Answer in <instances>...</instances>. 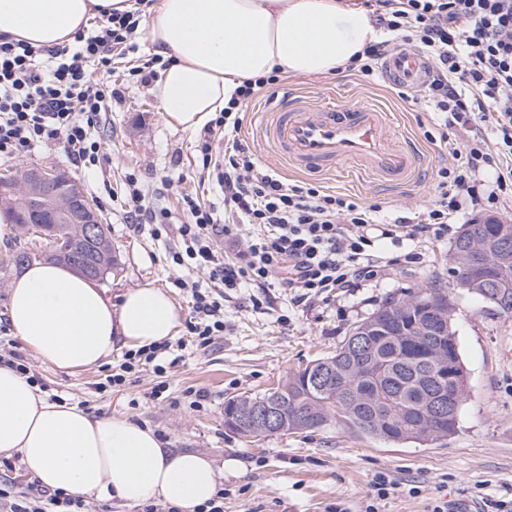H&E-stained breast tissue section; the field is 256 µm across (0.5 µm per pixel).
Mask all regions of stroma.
Returning a JSON list of instances; mask_svg holds the SVG:
<instances>
[{
	"instance_id": "1",
	"label": "stroma",
	"mask_w": 512,
	"mask_h": 512,
	"mask_svg": "<svg viewBox=\"0 0 512 512\" xmlns=\"http://www.w3.org/2000/svg\"><path fill=\"white\" fill-rule=\"evenodd\" d=\"M122 70L109 75L119 88L112 98L107 123L100 132L104 162L101 169H78L55 143L30 154L0 162V174L21 175L26 170L50 168L65 173L99 207L112 240L117 265L101 280L109 299L145 282L168 290L191 317L190 295L175 288L182 277L197 280L195 271L173 264L179 246L176 227L154 236L148 220L127 221L123 209L126 177L136 174L153 209L176 208L177 189L196 192L201 203H220L219 187L200 183L195 166L196 133L165 122L158 109L156 84H124ZM290 92L320 98L357 101L379 99L396 115V130L417 143L424 166L405 183L390 186L344 170L332 177L313 178V185L365 204H379L388 218L421 216L436 194L437 172L453 157L423 132L433 126V114L424 102L404 101L384 81L367 83L349 71L312 78L290 77L265 89L245 114L240 138L258 165L288 176L286 164L262 139L257 113L270 111ZM475 217L465 212L447 236L421 249V257L406 260L401 249L384 244L392 260L377 278L354 291L319 301L300 310L280 280L268 287L241 289L224 305L226 331L207 349L189 341L181 328L174 362L168 368L167 388L161 398L151 396L158 380L152 372L129 377L125 385L98 392L105 367L115 366L122 351H114L106 365L74 374L43 363L17 338L6 320L9 289L17 270L9 259L20 243L34 245L33 236L11 235L0 241V349L15 351L28 362L41 390L50 398L94 412L124 416L150 427L166 447L193 450L224 464V512H326L336 502L349 512H360L375 474L385 472L397 482L385 512H429L433 499L453 501L458 512H479L476 496L512 499V314L483 298L459 292L454 325L467 369L468 399L458 431L445 441L424 448L414 443L391 444L361 438L344 427L331 425L302 434L244 439L224 427V400L242 393L276 386L309 361L335 351L351 328L385 300L417 291L422 285L449 281L450 248L462 224ZM260 307H253L251 297ZM204 392L202 407H193L195 392Z\"/></svg>"
}]
</instances>
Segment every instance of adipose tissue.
<instances>
[{
    "label": "adipose tissue",
    "mask_w": 512,
    "mask_h": 512,
    "mask_svg": "<svg viewBox=\"0 0 512 512\" xmlns=\"http://www.w3.org/2000/svg\"><path fill=\"white\" fill-rule=\"evenodd\" d=\"M126 8L125 0H0V36L52 47L71 41L90 17ZM375 35L366 10L338 0H156L144 25L145 40L169 61L157 87L160 111L187 131L222 111L243 80L276 66L298 77L335 73ZM7 317L42 362L69 373L122 347L171 340L182 319L169 293L152 283L113 303L93 280L49 261L12 282ZM12 453L51 489L130 505L162 500L182 512L214 498L224 478L213 459L166 448L126 417L49 399L0 365V455Z\"/></svg>",
    "instance_id": "obj_1"
}]
</instances>
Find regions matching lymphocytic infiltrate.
<instances>
[{
    "instance_id": "1",
    "label": "lymphocytic infiltrate",
    "mask_w": 512,
    "mask_h": 512,
    "mask_svg": "<svg viewBox=\"0 0 512 512\" xmlns=\"http://www.w3.org/2000/svg\"><path fill=\"white\" fill-rule=\"evenodd\" d=\"M144 0L112 13L90 33H77L74 44L36 47L22 39L0 38V161L25 155L36 146L57 142L81 167L96 166L101 143L96 136L106 119L107 101L116 90L104 76L117 60L134 53ZM377 37L345 64L362 79L374 81L393 45L411 44L431 58L426 83L399 89L401 99H422L436 112L439 139L455 162L438 172L439 194L423 217L381 219L380 205H362L326 193L306 182L288 183L272 169L257 165L239 133L249 104L266 86L278 84L280 68L243 80L221 112L199 134L197 159L210 169L213 147L224 144V162L215 173L232 219L220 223L214 209L196 194L181 192L182 224L169 209H146L136 176H128L124 200L128 219L148 218L159 229L177 226L175 265L207 275L209 287L183 278L174 284L191 291L189 331L196 346L209 347L224 334V302L242 284L265 287L279 277L291 288L293 306L306 308L359 287L376 276L385 261L380 240L420 245L447 235L464 202L496 210L500 196L512 193V0H374ZM462 136L453 142L451 132ZM260 230L258 239L241 237L242 225ZM239 239L234 258H225L219 237ZM163 342L127 351L101 390L125 384L149 371L166 389L167 368L158 360ZM0 512H96L92 502L38 486L23 492L0 482Z\"/></svg>"
}]
</instances>
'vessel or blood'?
Here are the masks:
<instances>
[{
	"label": "vessel or blood",
	"mask_w": 512,
	"mask_h": 512,
	"mask_svg": "<svg viewBox=\"0 0 512 512\" xmlns=\"http://www.w3.org/2000/svg\"><path fill=\"white\" fill-rule=\"evenodd\" d=\"M428 61L409 46L399 47L382 66L387 82L417 85ZM264 139L292 171L328 175L349 166L377 180L397 184L423 163L419 150L393 131L390 113L364 102L322 103L303 94L287 96L272 116H261Z\"/></svg>",
	"instance_id": "vessel-or-blood-1"
}]
</instances>
